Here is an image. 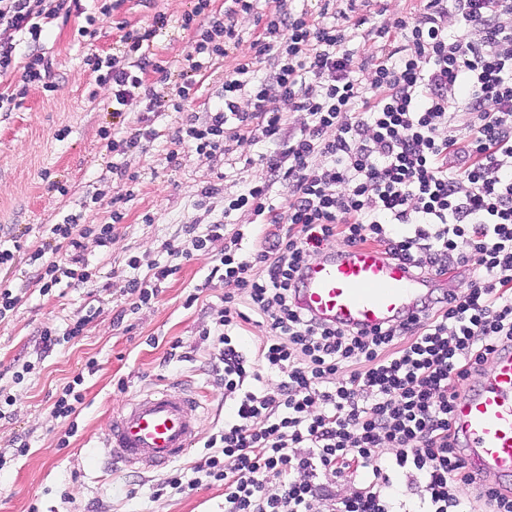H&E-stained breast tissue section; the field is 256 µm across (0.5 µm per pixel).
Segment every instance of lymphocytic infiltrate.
I'll return each mask as SVG.
<instances>
[{
	"label": "lymphocytic infiltrate",
	"instance_id": "f902f5d3",
	"mask_svg": "<svg viewBox=\"0 0 512 512\" xmlns=\"http://www.w3.org/2000/svg\"><path fill=\"white\" fill-rule=\"evenodd\" d=\"M320 2L312 14L274 0L252 57L226 75L205 123L184 112L193 79L239 48L237 18L253 12L254 0H224L220 17L211 0H198L183 21L195 32L179 62L190 79L174 94L145 80L163 70L146 48L163 21L124 37L119 56L93 62L99 82L112 86L114 112L143 97L153 116L183 113L172 141L206 159L226 155L231 139L271 148L264 177L225 199L224 213L283 225V239L248 258L242 233L225 236L223 219L186 228L202 249L225 240L210 276L234 284L244 305L224 309L212 332L233 415L167 485L181 494L221 484L224 512H311L316 499L329 512H394L406 485L419 492V512H472L467 488L492 512H512V490L467 470L451 430L460 388L512 343V0H428L423 12L379 22L363 15L353 25L363 31L359 45L336 25L335 0ZM81 11V0H0V74L15 67L13 34L39 43L47 24ZM452 14L474 38L449 34ZM269 56L270 74L254 78V64ZM276 100L287 110L273 108ZM292 112L299 126H289ZM461 113L462 142L448 133ZM130 199L113 197L108 224L71 214L49 225L29 257L42 292L93 282L83 241L110 247ZM369 240L416 274L442 276L463 263L472 278L424 300L418 319L370 332L299 306L313 252ZM166 253L168 263L148 276L128 260L125 288L139 304H151L176 273L178 245L168 242ZM252 313L267 334L251 358L235 334ZM272 372L284 376L274 388L265 379ZM351 471L364 488L338 494Z\"/></svg>",
	"mask_w": 512,
	"mask_h": 512
}]
</instances>
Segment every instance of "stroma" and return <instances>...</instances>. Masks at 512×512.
Instances as JSON below:
<instances>
[{
  "instance_id": "obj_1",
  "label": "stroma",
  "mask_w": 512,
  "mask_h": 512,
  "mask_svg": "<svg viewBox=\"0 0 512 512\" xmlns=\"http://www.w3.org/2000/svg\"><path fill=\"white\" fill-rule=\"evenodd\" d=\"M105 2L82 0V16L47 27L42 46L50 63V88L29 86L20 108L0 112V231L21 239L9 275L27 287L21 306L0 320V392L14 399L10 418L0 420V454L7 460L0 469V512H224L222 486L176 493L164 487L171 468L140 473L111 467L102 444L114 410L154 388L200 401V440L230 416L224 383L214 372L213 349L201 334L213 328L226 298L238 290L206 280L223 242L198 248L184 228L222 214L225 198L243 182L263 177L265 169L260 161H246L236 146L224 162L175 148L167 132L181 116L169 111L154 122L158 138L123 156L136 184L113 179L105 135L134 133L145 106L137 102L115 116L112 90L97 84L87 60L111 54L126 33L163 16L166 25L153 51L169 72L149 73L146 81L158 92H173L182 79L172 63L193 36L181 23L194 0H123L107 17L100 13ZM89 15L98 27L92 41L77 34ZM250 55L245 41L236 57L216 60L193 94L190 112L206 119L219 101L225 76ZM173 150L178 160L171 164L166 157ZM219 171L226 174L223 193L199 203L201 187ZM129 189L134 195L122 223L114 224L111 250L97 246L94 238L84 241L89 269L110 283V290L62 285L45 293L30 284L27 258L41 248L47 225L61 223L70 213L79 214L85 224H113L112 197ZM172 239L185 253L179 270L161 283L150 305L132 308L122 276L127 261L136 259L140 274H149L166 262L164 243ZM193 292L198 300L186 305ZM81 316L88 319L82 336L39 357V327L49 324L62 332ZM27 361L33 368L26 374L22 365ZM79 374L84 377L82 405L74 418L56 417L57 391ZM20 439L29 444L22 455L16 451Z\"/></svg>"
}]
</instances>
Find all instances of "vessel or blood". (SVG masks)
Returning <instances> with one entry per match:
<instances>
[{
    "instance_id": "obj_1",
    "label": "vessel or blood",
    "mask_w": 512,
    "mask_h": 512,
    "mask_svg": "<svg viewBox=\"0 0 512 512\" xmlns=\"http://www.w3.org/2000/svg\"><path fill=\"white\" fill-rule=\"evenodd\" d=\"M436 289L430 277L413 274L381 249L356 245L308 265L299 303L321 320L373 329L409 317ZM199 407L196 398L165 388L138 395L113 415L106 455L129 467L169 466L195 445ZM451 425L477 476L512 486V348L498 350L482 381L460 394Z\"/></svg>"
}]
</instances>
